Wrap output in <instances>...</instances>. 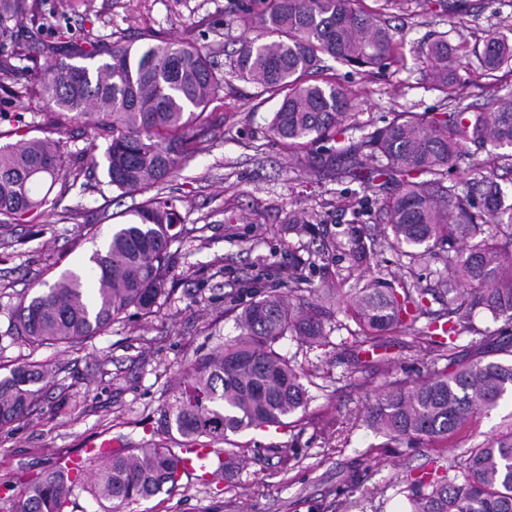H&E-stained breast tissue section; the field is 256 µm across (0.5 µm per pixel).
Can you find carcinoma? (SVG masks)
<instances>
[{
    "label": "carcinoma",
    "instance_id": "cac0c4a2",
    "mask_svg": "<svg viewBox=\"0 0 512 512\" xmlns=\"http://www.w3.org/2000/svg\"><path fill=\"white\" fill-rule=\"evenodd\" d=\"M236 15L262 34L241 40L231 74L256 94L276 98L269 130L311 173L335 166V155L311 151L336 136L351 105L347 94L311 75L330 58L352 68L384 67L396 59L397 44L380 14L358 0H231ZM45 0H0V105L38 98L43 118L58 137H28L16 119L15 143L0 144V224H36L55 186L69 191L86 174L102 170L106 184L134 197L159 188L205 149L219 117L208 111L220 99L224 78L210 55L221 45L195 39L165 41L147 27L127 40L92 30L62 28L50 40L38 28L20 36L25 21H36ZM37 45L52 63L41 67L31 54ZM428 78L444 94L447 112H396L388 123L353 146L345 172L360 177L364 150L381 161L382 197L393 249L410 277H371L350 287H303L292 276L288 291L250 298L236 315L240 334L196 359L183 373L174 401L160 425L188 443H220L227 433L284 424L304 408L303 373L276 348L284 337L309 345L328 341L327 326L355 330L356 347H377L386 336L420 321L411 348L443 370L410 386L394 382L366 408L365 422L387 443H448L474 427L512 392V338L476 323L483 313L512 322V201L504 198L477 151L490 144L496 159L512 166V101L485 112L453 90L457 60L443 39L427 45ZM490 75L512 64V44L488 39L476 52ZM90 116L85 145L67 150L61 135ZM106 148L97 154L98 141ZM103 248L89 257L99 270L90 280L67 270L43 283L11 309L14 336L31 346L67 343L92 336L134 309L148 317L166 301L171 243L182 217L177 199L162 192L128 212ZM347 243L330 241L318 255L345 250L352 266L370 268L377 239L363 227H348ZM442 260L432 288L411 277L432 257ZM439 308H432V304ZM471 336L491 345L496 357L463 359L457 340ZM49 382L42 365L21 364L0 378V426L23 419ZM181 449L165 442L127 452L95 454L89 492L120 507L178 486ZM462 472L463 480L449 472ZM81 466L58 464L19 490L11 512H65ZM407 512H512V423L451 460L407 481Z\"/></svg>",
    "mask_w": 512,
    "mask_h": 512
}]
</instances>
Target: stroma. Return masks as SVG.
Masks as SVG:
<instances>
[{
	"label": "stroma",
	"instance_id": "stroma-1",
	"mask_svg": "<svg viewBox=\"0 0 512 512\" xmlns=\"http://www.w3.org/2000/svg\"><path fill=\"white\" fill-rule=\"evenodd\" d=\"M465 2V10L445 13L430 0H384L383 18L400 44L398 62L360 72L328 61L325 78L352 104L347 124L329 143L338 161L393 113L442 111L443 97L429 87L422 53L430 38L443 37L454 49L458 91L467 101L482 106L493 98L512 100V66L490 79L474 55L489 35L512 40V0ZM67 3L47 0L43 38L66 25L130 39L145 26L175 40L191 29L200 42L223 43L216 58L221 65L240 37L259 34L241 24L229 0H93L88 13ZM276 106L257 97L251 85L226 80L224 122L212 131L211 146L164 186L165 194L179 200L183 233L170 247L169 298L151 317L130 312L99 334L38 348L11 334L10 309L18 299L65 270H84L91 253L136 205V198L103 185L102 174L90 176L89 190L71 189L42 223L0 226V376L30 361L54 376L25 418L0 428V512H8V495L49 466L77 458L86 471L66 512H106L83 488L93 465L87 443L109 439L130 448L162 440L158 419L184 370L238 335L232 311L247 293L287 289L292 272L317 288L329 276L349 285L360 277L344 256L325 261L317 252L348 225L382 230L380 203L363 181L296 168L268 133ZM67 207L76 208V215L60 220ZM300 211L313 224L301 236L288 230ZM412 338L395 333L365 350L353 347L344 330L333 333L327 346L312 347L295 336L281 340L280 353L305 374L306 408L283 427L230 435L222 448L238 460L232 475H183L175 490L131 503L123 512H344L349 499L365 501L367 512H407L402 490L412 469L460 457L512 422L509 397L448 446H387L359 417L387 383L412 382L430 371L429 362L410 351ZM355 468L361 477L354 484Z\"/></svg>",
	"mask_w": 512,
	"mask_h": 512
}]
</instances>
